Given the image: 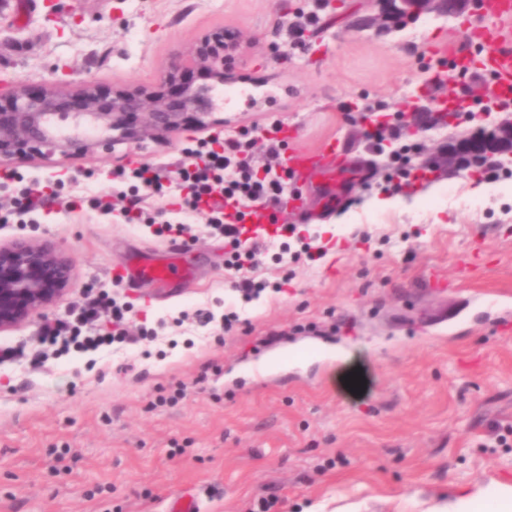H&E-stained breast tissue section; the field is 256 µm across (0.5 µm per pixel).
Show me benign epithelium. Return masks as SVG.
<instances>
[{
    "mask_svg": "<svg viewBox=\"0 0 512 512\" xmlns=\"http://www.w3.org/2000/svg\"><path fill=\"white\" fill-rule=\"evenodd\" d=\"M448 12L446 0H371L380 25L400 30L419 19L460 15L480 11V0H455ZM191 64L216 84L232 75L224 54V31L204 34L198 41ZM170 76H163L151 88L112 90V109L102 105L103 92L88 82L72 92L64 80H57L38 93L22 81L0 89V164L5 166L20 154L32 158H64L75 153L95 155L110 151L118 143L141 146L179 128L184 113L172 111L165 101ZM212 89L186 87L184 107L199 115L202 125L216 124L211 115L221 109L211 97ZM144 113L146 122L132 128L128 114ZM497 157L512 162V119L505 118L476 138H462L438 148L436 170L456 167L478 157ZM69 257L55 246L29 237H17L0 244V332L17 328L33 316L56 304L71 279Z\"/></svg>",
    "mask_w": 512,
    "mask_h": 512,
    "instance_id": "benign-epithelium-1",
    "label": "benign epithelium"
}]
</instances>
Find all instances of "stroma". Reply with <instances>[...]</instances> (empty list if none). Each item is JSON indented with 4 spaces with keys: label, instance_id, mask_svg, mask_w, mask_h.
<instances>
[{
    "label": "stroma",
    "instance_id": "stroma-1",
    "mask_svg": "<svg viewBox=\"0 0 512 512\" xmlns=\"http://www.w3.org/2000/svg\"><path fill=\"white\" fill-rule=\"evenodd\" d=\"M355 4L328 0L326 26L295 47L290 26L314 0H6L0 76L34 89L64 73L107 92L170 71L199 86L191 54L223 30L238 44L236 78L279 88L263 111H223L224 133L276 118L293 132L287 150L336 139L358 181L328 213L315 183L297 187L304 207L281 223L308 224L312 246H336L282 261L283 238H267L250 274L271 287L249 303L232 286L228 246L200 215L185 218L197 277L162 301L112 272L121 253L169 246L146 227L60 206L0 221L1 242L27 236L72 261L63 299L0 333V345L29 354L0 363V512H165L184 492L200 512H259L265 500L270 512H428L461 488L512 483V326L499 314L512 308V163L488 190L476 165L397 190L388 154L360 134L362 105L404 112L427 94L425 47L477 57L468 35L488 20L428 16L378 34L355 25ZM502 117L473 106L456 127L430 125L412 166L424 168L451 132ZM200 136L189 116L136 151L19 157L0 168V211L17 180L63 174L68 194L106 191L112 171L137 160L176 169ZM432 270L447 286H427ZM101 293L129 305L131 332L153 328L157 339L31 365L45 321ZM199 308L233 309L241 322L223 337L175 326ZM304 344L318 354L289 358ZM354 373L361 385L347 387Z\"/></svg>",
    "mask_w": 512,
    "mask_h": 512
}]
</instances>
